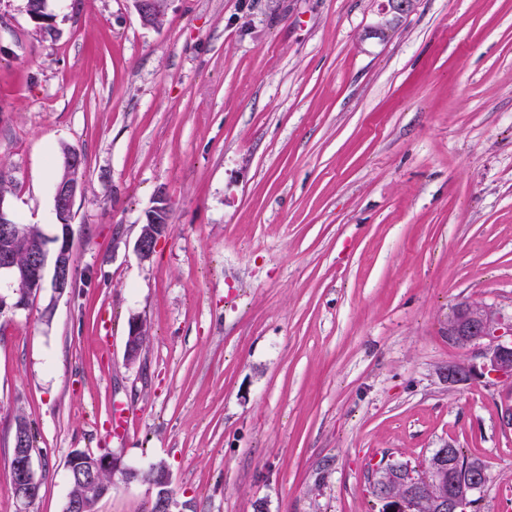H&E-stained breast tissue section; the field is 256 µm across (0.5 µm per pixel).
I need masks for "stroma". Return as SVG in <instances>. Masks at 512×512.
I'll use <instances>...</instances> for the list:
<instances>
[{"mask_svg": "<svg viewBox=\"0 0 512 512\" xmlns=\"http://www.w3.org/2000/svg\"><path fill=\"white\" fill-rule=\"evenodd\" d=\"M0 0V195L58 232L60 146L84 156L77 282L0 310V512H19L17 417L37 434L29 512H64L73 450L165 462L184 512H381L373 469L481 457L469 512H512V385L448 314L512 318V0ZM171 231L134 251L157 191ZM148 338L125 357L128 324ZM131 413L126 439L104 429ZM114 476L97 512H151ZM382 12L379 14V20L374 27L376 33H380L393 23L397 15L409 13L413 7L414 0H386ZM511 335L512 321L505 322L492 306L477 301L459 303L448 320V341L459 349L478 346L482 360L478 364H450L448 384H465L489 376L512 385Z\"/></svg>", "mask_w": 512, "mask_h": 512, "instance_id": "stroma-1", "label": "stroma"}]
</instances>
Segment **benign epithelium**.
<instances>
[{
  "instance_id": "7a95c632",
  "label": "benign epithelium",
  "mask_w": 512,
  "mask_h": 512,
  "mask_svg": "<svg viewBox=\"0 0 512 512\" xmlns=\"http://www.w3.org/2000/svg\"><path fill=\"white\" fill-rule=\"evenodd\" d=\"M142 24L149 26L153 18L162 13L166 0H132ZM414 0H386L375 32L379 33L393 23L397 15L409 13ZM84 159L80 152L70 151L62 162V176L54 185L53 206L57 225L61 232L50 239V245L31 250L27 267L16 266L14 255L18 248L27 245V225L15 221L4 197H0V275L6 274L13 284L23 285L15 292L14 308L27 306L31 295L39 290L47 263H52V280L55 290L63 294L71 287L70 270L73 265V237L68 224L73 217L76 196L81 187ZM170 201L159 193L153 205L145 214L135 250L140 257H150L159 240L169 230ZM512 321L506 322L493 307L477 301H463L457 305L448 320V341L459 349L480 347V363H454L448 365V383L465 384L487 376L512 383ZM104 466L125 476L127 468L117 456L85 459L83 454H74L68 463L69 481H89L96 468ZM13 468L16 500L26 507L34 502L40 493V481L33 468L32 453L24 447L22 427H17L14 438ZM377 479L385 484L392 481L403 486L405 494L394 497L385 494L388 509L403 512L405 502L413 503L415 510L427 505L432 512H466L471 495L485 485L487 466L480 459H471L460 465L453 455L441 453L430 461L427 477L419 479L411 470H398L391 475L389 468H382Z\"/></svg>"
}]
</instances>
